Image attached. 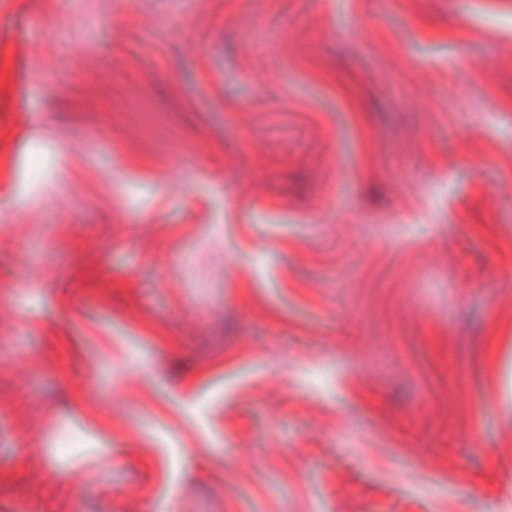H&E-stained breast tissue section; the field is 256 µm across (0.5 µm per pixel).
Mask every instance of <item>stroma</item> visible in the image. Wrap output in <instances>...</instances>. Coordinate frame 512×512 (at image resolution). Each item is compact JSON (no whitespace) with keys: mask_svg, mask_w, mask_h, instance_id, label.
<instances>
[{"mask_svg":"<svg viewBox=\"0 0 512 512\" xmlns=\"http://www.w3.org/2000/svg\"><path fill=\"white\" fill-rule=\"evenodd\" d=\"M510 41L0 0V512H512Z\"/></svg>","mask_w":512,"mask_h":512,"instance_id":"35a3bbf8","label":"stroma"}]
</instances>
